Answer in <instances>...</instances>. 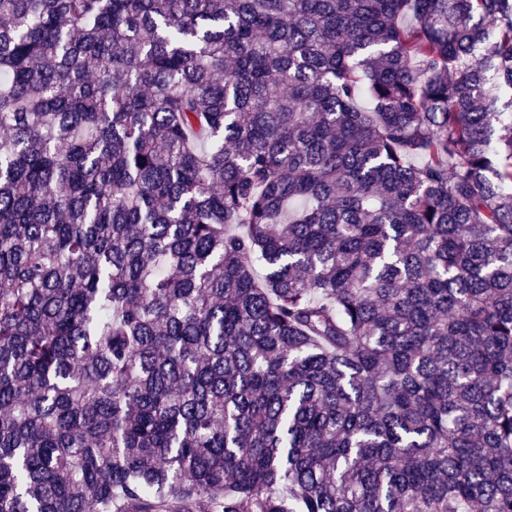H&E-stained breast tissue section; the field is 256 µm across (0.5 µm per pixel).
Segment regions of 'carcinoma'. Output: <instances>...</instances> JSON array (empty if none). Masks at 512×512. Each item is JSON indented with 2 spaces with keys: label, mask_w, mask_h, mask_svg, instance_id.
I'll return each instance as SVG.
<instances>
[{
  "label": "carcinoma",
  "mask_w": 512,
  "mask_h": 512,
  "mask_svg": "<svg viewBox=\"0 0 512 512\" xmlns=\"http://www.w3.org/2000/svg\"><path fill=\"white\" fill-rule=\"evenodd\" d=\"M0 512H512V0H0Z\"/></svg>",
  "instance_id": "obj_1"
}]
</instances>
